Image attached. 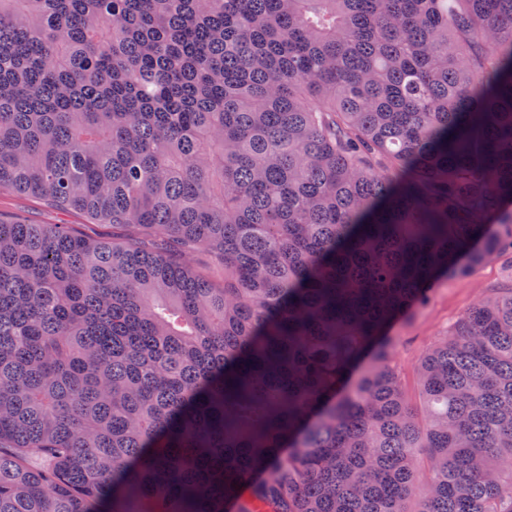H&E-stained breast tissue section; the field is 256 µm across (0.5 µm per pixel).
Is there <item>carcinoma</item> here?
Wrapping results in <instances>:
<instances>
[{"mask_svg":"<svg viewBox=\"0 0 512 512\" xmlns=\"http://www.w3.org/2000/svg\"><path fill=\"white\" fill-rule=\"evenodd\" d=\"M1 188L0 512H512V0H0ZM0 221L28 224H73V228L84 236H109L112 238L111 226L89 224L79 212L48 208L30 195L10 191L0 192ZM507 256L489 258L466 272H450L435 287L429 302L411 311L393 331L392 346L410 402L417 404V366L436 336L446 331L487 289L511 283Z\"/></svg>","mask_w":512,"mask_h":512,"instance_id":"obj_1","label":"carcinoma"}]
</instances>
